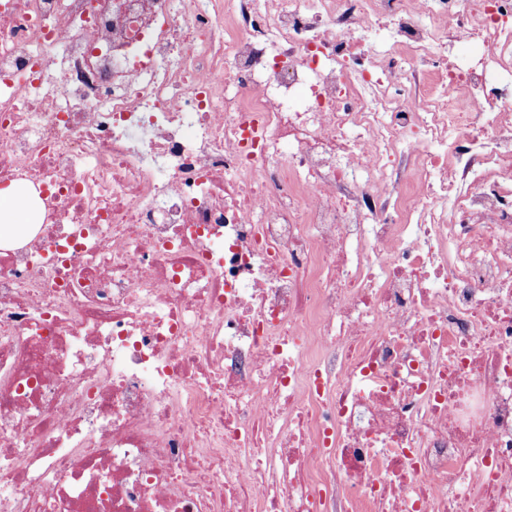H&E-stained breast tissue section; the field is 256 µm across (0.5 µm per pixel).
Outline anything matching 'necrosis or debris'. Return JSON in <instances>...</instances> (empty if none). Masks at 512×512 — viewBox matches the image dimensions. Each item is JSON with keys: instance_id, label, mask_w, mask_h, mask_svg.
<instances>
[{"instance_id": "obj_1", "label": "necrosis or debris", "mask_w": 512, "mask_h": 512, "mask_svg": "<svg viewBox=\"0 0 512 512\" xmlns=\"http://www.w3.org/2000/svg\"><path fill=\"white\" fill-rule=\"evenodd\" d=\"M0 512H512V0H0ZM35 209V200L26 189L14 184L0 189V245L15 243L27 231L35 233Z\"/></svg>"}]
</instances>
